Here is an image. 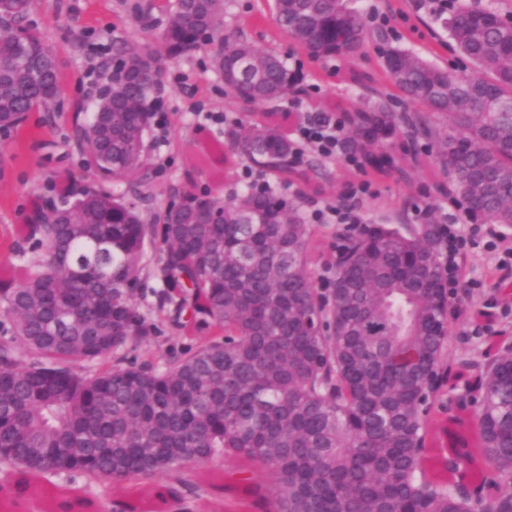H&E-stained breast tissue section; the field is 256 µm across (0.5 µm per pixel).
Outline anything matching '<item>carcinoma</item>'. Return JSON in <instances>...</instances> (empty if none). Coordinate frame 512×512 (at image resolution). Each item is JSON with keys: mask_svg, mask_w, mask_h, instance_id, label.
I'll use <instances>...</instances> for the list:
<instances>
[{"mask_svg": "<svg viewBox=\"0 0 512 512\" xmlns=\"http://www.w3.org/2000/svg\"><path fill=\"white\" fill-rule=\"evenodd\" d=\"M31 0H0V120L47 106L61 71H29L45 45ZM225 0H175L160 48L112 44V98L76 135L95 179L68 177L61 197L35 204L16 230L17 262L0 270V465L30 480L61 473L128 491L141 512L147 489L190 463L231 458L271 479L249 492L267 512H512V348L491 363L443 367L448 281L441 225L374 224L342 237L332 287L307 262L312 229L300 206L269 185L227 199L183 192V209L156 229L138 203L149 174L146 136L164 67L217 43L212 68L236 99L267 111L297 92L283 60L224 34ZM279 26L314 59L353 57L365 16L348 0H276ZM475 0H450L444 25L472 70L457 73L397 46L383 67L417 107L399 115L373 77L349 79L367 102L347 115L346 154L382 174L405 176L394 147L424 143L449 191L475 203L477 220L512 227V20ZM446 114L448 128L432 114ZM232 154L259 172L287 173L296 146L279 125L249 119L224 129ZM123 180L127 191L108 187ZM161 236L156 265L145 243ZM157 307L214 329L166 366L114 357L157 326L136 302L148 276ZM106 362L92 373L88 367ZM476 385L481 399L448 416V452L428 469L427 426L448 386ZM235 488L224 472L165 486L184 512H224Z\"/></svg>", "mask_w": 512, "mask_h": 512, "instance_id": "cac0c4a2", "label": "carcinoma"}]
</instances>
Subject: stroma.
<instances>
[{
	"instance_id": "1",
	"label": "stroma",
	"mask_w": 512,
	"mask_h": 512,
	"mask_svg": "<svg viewBox=\"0 0 512 512\" xmlns=\"http://www.w3.org/2000/svg\"><path fill=\"white\" fill-rule=\"evenodd\" d=\"M175 0H32L30 19L58 58L63 89L51 104L30 112L23 128L0 136V266L14 261L16 230L24 224L36 196L48 195L52 183L68 174H82L83 159L75 144L76 128L92 115L97 94L112 71L113 41L142 43L161 31ZM368 19L371 31L384 32L390 43L410 50L442 67L464 69L465 63L451 45L443 26L445 12L431 0H353ZM153 20L152 30L139 22L140 12ZM224 27L258 46L272 51L297 69L303 80L295 95L303 105L337 106L351 112L362 104V92L344 79L347 62L342 58L311 60L305 51L278 27L274 0H227ZM381 44L369 39L357 56L356 65L372 73L392 108L413 113L391 84L382 65ZM209 49L184 56L165 70L167 92L159 98L162 127L151 128L147 141L156 173L151 183L152 199L143 208L147 223L158 224L175 191L185 189L187 174L203 160L212 161V175L202 188L225 197L257 182V171L235 156L221 157L217 150L226 125L247 119L248 109L224 89L220 76L210 67ZM302 160L316 166L318 174L309 186L293 184L289 197L298 198L305 215L339 206L347 200L352 184H371L368 196L354 206L366 224L393 227L418 225L436 218L445 224L461 219L462 211L444 187L442 176L432 175L426 150H419L408 179L383 175L350 166L343 155L326 158L303 146ZM309 268L315 282H322L326 267L336 254V222L313 225ZM497 247L479 244L461 260L459 302L448 310L450 342L444 360L455 367L458 359L488 362L512 347V229L498 227ZM162 331L149 343H129L120 350L127 358L163 366L170 352L180 350L184 339L156 315ZM472 394L465 389L445 390L437 414L428 425L427 446L431 452L447 447L443 433L449 413L458 412ZM14 473L0 470V512H40L41 503H52L65 489L87 498L91 512H116L123 492L111 483L86 485L66 473L34 483L23 495L12 492Z\"/></svg>"
}]
</instances>
